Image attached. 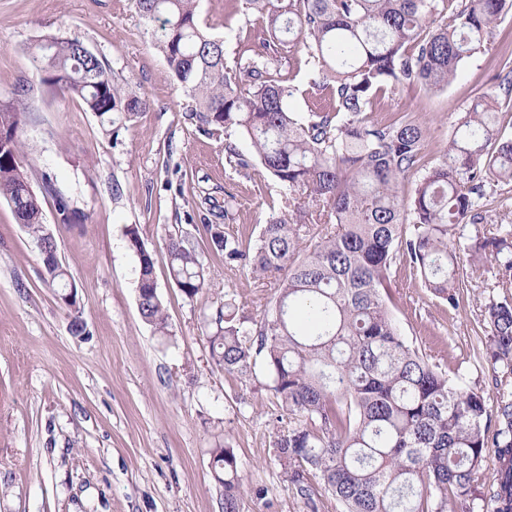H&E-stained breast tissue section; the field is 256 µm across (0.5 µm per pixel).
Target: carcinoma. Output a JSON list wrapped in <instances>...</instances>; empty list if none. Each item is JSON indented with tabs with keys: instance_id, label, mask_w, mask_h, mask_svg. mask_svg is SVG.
Returning a JSON list of instances; mask_svg holds the SVG:
<instances>
[{
	"instance_id": "1",
	"label": "carcinoma",
	"mask_w": 512,
	"mask_h": 512,
	"mask_svg": "<svg viewBox=\"0 0 512 512\" xmlns=\"http://www.w3.org/2000/svg\"><path fill=\"white\" fill-rule=\"evenodd\" d=\"M147 23L163 19L157 48L169 73L192 100L190 119L211 137L230 130L250 155L224 144L235 170L247 175L258 160L280 184L279 208L253 245L224 230V211L203 225L224 265L268 281L271 294L224 300L205 317L216 366L240 378L263 356L269 388L288 415L273 441L288 490L307 512L321 493L343 512H474L479 489L491 479L494 512H512V392L491 400L399 332L387 300L391 267L403 259L423 285L456 310L464 288L484 275L492 256L500 300L484 304L487 335L480 359L512 375V219L492 218L481 200L494 186L512 184V139L500 127L495 92L474 97L459 118L442 159L423 163L425 130L412 115H377L384 88H448L462 65L495 39L506 0H244L260 15L269 38L245 61L225 63L224 40L206 32L197 0H134ZM50 62L32 56L51 94L80 98L102 126L135 121L148 100L128 90L109 65L77 35L51 36ZM304 54L318 71L312 89L328 102L298 119L296 92L277 73L285 48ZM498 87L512 93V40L501 43ZM26 95L0 107V199L33 243L57 250L42 217L41 198L22 159L21 118ZM420 174L409 194L403 183ZM60 220L75 219L49 176ZM461 224H488L467 245L470 281L461 278ZM138 259L137 305L154 332L171 335L154 277L155 261L138 229H126ZM170 274L193 299L207 287L195 245L168 240ZM46 282L74 287L63 264L44 267ZM261 318L248 326V305ZM498 467L486 476L485 462ZM223 512H244L234 449H212Z\"/></svg>"
}]
</instances>
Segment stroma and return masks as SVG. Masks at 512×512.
<instances>
[{
  "mask_svg": "<svg viewBox=\"0 0 512 512\" xmlns=\"http://www.w3.org/2000/svg\"><path fill=\"white\" fill-rule=\"evenodd\" d=\"M198 14L223 38L231 68L267 36L242 0H198ZM48 34L81 36L148 99L133 125L103 134L79 98L45 93L32 54ZM160 36V23L145 24L132 0H0V104L27 88L22 138L32 178L50 176L78 214L76 223H59L56 196L42 199L86 328L72 334V312L0 200V512H222L211 469L219 442L234 449L244 488L268 490L263 500L246 497L245 512H305L271 453L284 426L263 363L247 380L224 373L203 326L225 294L249 300L262 290L210 250L202 230L210 207L232 198L227 227L247 239L279 202V187L268 175L236 172L223 140L187 119L191 101L167 73ZM498 52L474 54L443 92H387L385 111L414 112L424 126L427 165L440 160L474 94L496 87ZM280 70L299 88L291 109L306 115L314 103L309 66L288 52ZM131 225L154 257L171 337L155 334L139 313ZM172 235L192 238L203 256L208 286L196 298L170 276ZM485 265L478 287L452 311L407 265L394 264L389 307L410 343L492 395L493 370L472 359L480 311L500 294L493 260Z\"/></svg>",
  "mask_w": 512,
  "mask_h": 512,
  "instance_id": "stroma-1",
  "label": "stroma"
}]
</instances>
